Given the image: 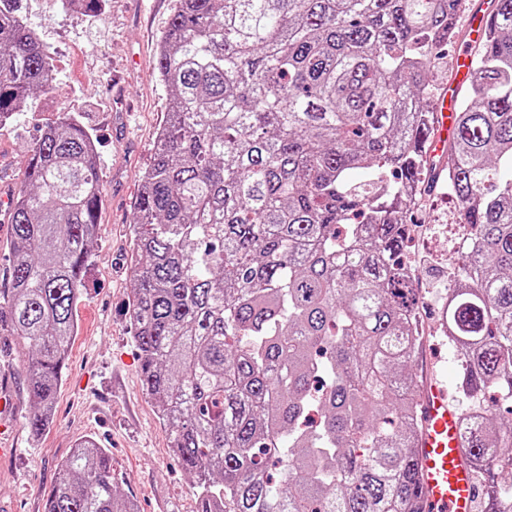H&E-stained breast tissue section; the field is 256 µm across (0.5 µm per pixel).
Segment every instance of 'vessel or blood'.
Listing matches in <instances>:
<instances>
[{"mask_svg":"<svg viewBox=\"0 0 512 512\" xmlns=\"http://www.w3.org/2000/svg\"><path fill=\"white\" fill-rule=\"evenodd\" d=\"M490 13L486 10L469 15L466 36L469 43L482 41L487 33ZM477 61L470 52H462L434 106L433 136L430 156L443 154L455 128L458 98L462 89L472 86ZM423 428L416 445L422 473V498L427 512H472L475 475L470 459L460 450L459 412L450 404L438 382H431L420 392Z\"/></svg>","mask_w":512,"mask_h":512,"instance_id":"1","label":"vessel or blood"}]
</instances>
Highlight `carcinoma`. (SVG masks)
I'll list each match as a JSON object with an SVG mask.
<instances>
[{
    "label": "carcinoma",
    "instance_id": "obj_1",
    "mask_svg": "<svg viewBox=\"0 0 512 512\" xmlns=\"http://www.w3.org/2000/svg\"><path fill=\"white\" fill-rule=\"evenodd\" d=\"M0 0V125L57 81ZM102 0H63L99 16ZM459 0H174L156 69L169 102L132 219L127 313L142 385L193 479L196 512H423L425 329L404 215L443 180L468 245L440 328L456 352L477 512H512V0H492L450 165L432 133L435 51ZM93 136L62 114L8 209L0 332L21 348L35 436L49 428L102 201ZM45 512H135L86 440Z\"/></svg>",
    "mask_w": 512,
    "mask_h": 512
}]
</instances>
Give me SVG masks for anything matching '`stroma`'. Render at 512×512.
Masks as SVG:
<instances>
[{"instance_id": "obj_1", "label": "stroma", "mask_w": 512, "mask_h": 512, "mask_svg": "<svg viewBox=\"0 0 512 512\" xmlns=\"http://www.w3.org/2000/svg\"><path fill=\"white\" fill-rule=\"evenodd\" d=\"M101 16L67 15L60 0H22L27 21L55 59L54 98L29 101L25 119L0 128V193L13 194L24 178L29 146L58 113L77 116L97 139L103 183L98 247L77 305L78 333L71 346L54 422L40 437L26 426L31 400L23 361L10 337L0 335V380L18 406L0 458V512H44L58 465L82 440L95 438L112 456L120 491L136 512H195L191 478L173 455L153 401L141 384V362L127 305L135 285L130 264V222L142 178L155 152L167 110L168 89L155 71L158 40L173 0H108ZM456 208L447 188L426 192L407 217L416 246L432 259L416 267L427 334L415 371L438 379L461 404L456 353L436 330L448 281L441 271L454 250Z\"/></svg>"}]
</instances>
